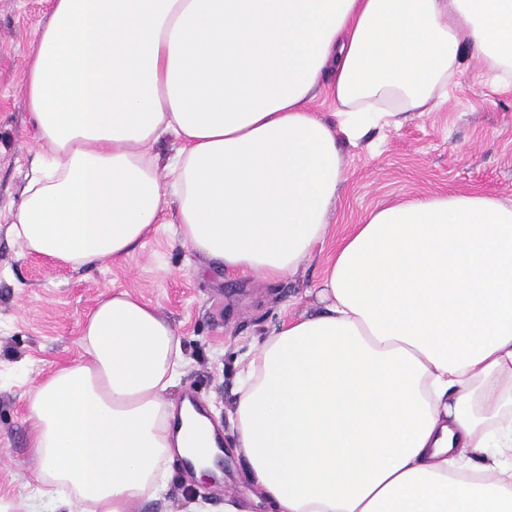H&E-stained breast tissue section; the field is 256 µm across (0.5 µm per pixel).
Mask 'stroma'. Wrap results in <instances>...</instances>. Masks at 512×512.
<instances>
[{"label": "stroma", "instance_id": "1", "mask_svg": "<svg viewBox=\"0 0 512 512\" xmlns=\"http://www.w3.org/2000/svg\"><path fill=\"white\" fill-rule=\"evenodd\" d=\"M49 0H0V512H70L39 499L28 441L27 397L34 382L76 359L81 323L108 289L143 297L170 319L181 337L186 367L172 390L175 404L194 395L224 435L223 484L192 490L189 473L173 461L162 490L133 503L131 512H183L197 496L209 512L224 500L267 512L245 478L234 446L230 413L239 372L289 316L315 310V290L328 253L372 211L423 194L480 190L512 198V90L495 86L473 53L446 102L412 113L398 127H374L350 141L338 135L343 184L330 235L321 252L269 285L225 273L193 254L161 227L117 263L76 271L24 253L8 233L32 161L23 76Z\"/></svg>", "mask_w": 512, "mask_h": 512}]
</instances>
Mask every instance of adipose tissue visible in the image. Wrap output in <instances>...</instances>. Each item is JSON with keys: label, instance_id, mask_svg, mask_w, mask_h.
Masks as SVG:
<instances>
[{"label": "adipose tissue", "instance_id": "ef3b65f1", "mask_svg": "<svg viewBox=\"0 0 512 512\" xmlns=\"http://www.w3.org/2000/svg\"><path fill=\"white\" fill-rule=\"evenodd\" d=\"M468 47L512 85V0H51L26 64L37 161L8 231L77 270L165 223L226 272L277 283L328 237L336 130L355 141L430 111ZM316 297L262 342L233 406L272 512H512V199L375 210ZM78 345L29 395L41 496L130 512L174 458L211 475L212 424L170 398L185 358L168 319L105 293Z\"/></svg>", "mask_w": 512, "mask_h": 512}]
</instances>
